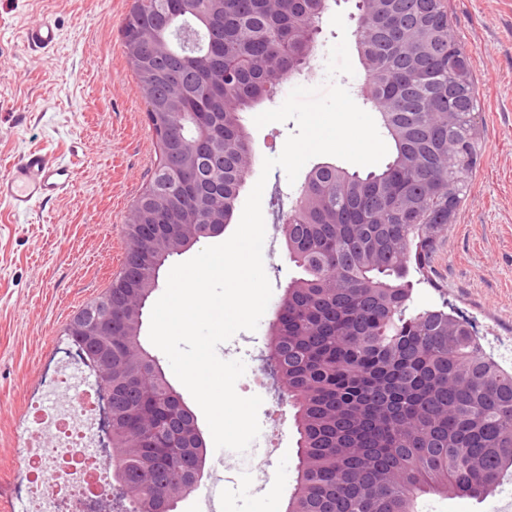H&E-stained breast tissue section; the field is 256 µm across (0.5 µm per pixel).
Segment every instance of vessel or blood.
I'll list each match as a JSON object with an SVG mask.
<instances>
[{"label": "vessel or blood", "mask_w": 512, "mask_h": 512, "mask_svg": "<svg viewBox=\"0 0 512 512\" xmlns=\"http://www.w3.org/2000/svg\"><path fill=\"white\" fill-rule=\"evenodd\" d=\"M58 40V27L45 16L30 24L24 33L28 47L50 52ZM71 166L56 162L40 152L23 155L6 176L0 177V199L15 212L29 211L39 202L58 197L74 182Z\"/></svg>", "instance_id": "1"}]
</instances>
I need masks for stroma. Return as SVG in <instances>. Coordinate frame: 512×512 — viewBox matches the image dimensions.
Wrapping results in <instances>:
<instances>
[{"label": "stroma", "instance_id": "1", "mask_svg": "<svg viewBox=\"0 0 512 512\" xmlns=\"http://www.w3.org/2000/svg\"><path fill=\"white\" fill-rule=\"evenodd\" d=\"M133 0H0V177L24 154L74 163L73 185L26 213L0 201V512H12L23 487V425L28 402L75 346L70 319L101 296L128 252L126 220L151 182L159 150L147 105L127 63L121 28ZM452 34L473 66L481 147L471 190L438 239L428 280L416 282L411 308L442 309L468 322L487 353L512 367V0H443ZM60 29L49 53L24 44L42 16ZM311 69L293 75L265 102L279 107L297 86L345 87L359 99L362 69L328 79L330 47L340 38L323 18ZM253 113H245L251 122ZM294 121L250 130L252 190L264 158L278 156ZM298 190L282 169L267 180L262 211L270 254L264 269L273 294L256 331L221 344L225 360L246 372L239 395L261 396L258 444L272 455L243 454L241 477L224 484V512H286L297 477L295 410L263 356L275 312L297 270L280 216Z\"/></svg>", "mask_w": 512, "mask_h": 512}]
</instances>
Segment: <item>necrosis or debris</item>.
<instances>
[{
	"mask_svg": "<svg viewBox=\"0 0 512 512\" xmlns=\"http://www.w3.org/2000/svg\"><path fill=\"white\" fill-rule=\"evenodd\" d=\"M83 359L62 362L32 398L21 450V512H108L114 484L101 462L100 387Z\"/></svg>",
	"mask_w": 512,
	"mask_h": 512,
	"instance_id": "1",
	"label": "necrosis or debris"
}]
</instances>
